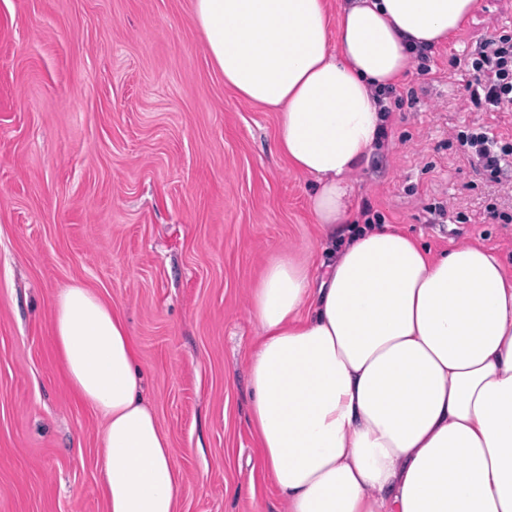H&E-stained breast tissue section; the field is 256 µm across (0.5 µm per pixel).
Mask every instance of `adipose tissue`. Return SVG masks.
Masks as SVG:
<instances>
[{"label": "adipose tissue", "instance_id": "adipose-tissue-1", "mask_svg": "<svg viewBox=\"0 0 512 512\" xmlns=\"http://www.w3.org/2000/svg\"><path fill=\"white\" fill-rule=\"evenodd\" d=\"M479 0H193L213 64L278 114L310 177L323 275L281 257L251 295V428L288 512H512V271L477 241L434 252L362 224L353 177L386 129L375 91L413 47L448 43ZM54 339L105 420L107 512H178L171 443L142 398L133 337L90 289H63Z\"/></svg>", "mask_w": 512, "mask_h": 512}]
</instances>
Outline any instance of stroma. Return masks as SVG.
<instances>
[{
	"label": "stroma",
	"mask_w": 512,
	"mask_h": 512,
	"mask_svg": "<svg viewBox=\"0 0 512 512\" xmlns=\"http://www.w3.org/2000/svg\"><path fill=\"white\" fill-rule=\"evenodd\" d=\"M512 30L481 7L400 92L358 201L434 250L477 240L512 260V199L462 131L512 140V112L476 109L453 57ZM277 115L211 62L192 0H0V512H105L101 417L72 391L53 303L75 284L126 320L143 398L174 449L178 512H286L249 423V293L263 267L323 255L309 182L276 151ZM443 205L444 223L424 209Z\"/></svg>",
	"instance_id": "stroma-1"
}]
</instances>
